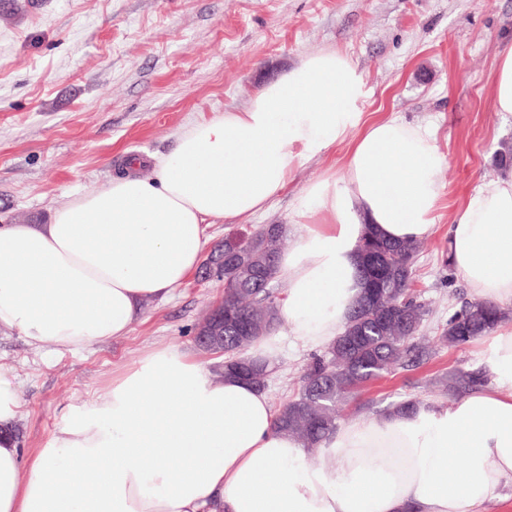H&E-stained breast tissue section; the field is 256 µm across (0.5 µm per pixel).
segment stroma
<instances>
[{"instance_id":"stroma-1","label":"stroma","mask_w":512,"mask_h":512,"mask_svg":"<svg viewBox=\"0 0 512 512\" xmlns=\"http://www.w3.org/2000/svg\"><path fill=\"white\" fill-rule=\"evenodd\" d=\"M512 43V0H33L0 19V225L46 224L73 195L107 188L126 158L167 153L179 129L239 109L306 54L334 49L363 82L367 118L398 114L431 124L446 158L436 232L419 255L415 294L428 307L421 333L439 335L477 296L447 265L448 226L481 184L501 171L495 153L512 142V112L495 107L498 57ZM347 143L309 159L288 191L244 226L283 224L297 241L300 191L343 171ZM224 296L220 280L190 275L164 299L144 301L127 336L79 352L35 348L0 329V368L19 401L24 460L62 428L70 411L106 392L147 353L187 350L213 373L224 358L198 349L194 326ZM265 389L273 407L295 398L315 353L287 337ZM490 341L430 347L417 366L383 374L343 411L364 422L392 403L449 397L435 375L484 370Z\"/></svg>"}]
</instances>
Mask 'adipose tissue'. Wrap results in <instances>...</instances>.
Here are the masks:
<instances>
[{
    "instance_id": "adipose-tissue-1",
    "label": "adipose tissue",
    "mask_w": 512,
    "mask_h": 512,
    "mask_svg": "<svg viewBox=\"0 0 512 512\" xmlns=\"http://www.w3.org/2000/svg\"><path fill=\"white\" fill-rule=\"evenodd\" d=\"M362 80L334 50L305 56L241 109L184 125L173 149L72 196L50 223L0 228V327L78 351L126 335L146 299L195 270L209 224L269 210L293 171L349 139L341 175L311 181L305 225L278 260L292 336L327 347L359 289L366 230L435 232L445 163L430 129L363 120ZM448 262L491 304L512 302V172L479 187L448 227ZM493 381L445 406L351 420L315 451L277 426L268 396L172 346L147 354L75 411L28 479L3 425L19 401L0 373V512H485L512 508V331L489 332ZM178 459L170 467L169 459Z\"/></svg>"
}]
</instances>
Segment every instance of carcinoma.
I'll return each instance as SVG.
<instances>
[{
	"instance_id": "1",
	"label": "carcinoma",
	"mask_w": 512,
	"mask_h": 512,
	"mask_svg": "<svg viewBox=\"0 0 512 512\" xmlns=\"http://www.w3.org/2000/svg\"><path fill=\"white\" fill-rule=\"evenodd\" d=\"M287 228L276 225V235L249 237L237 264L224 269V315L227 320L249 325L248 332L224 328V343L209 352L224 353V373L241 376L257 389L266 387L271 363L251 349L279 323V303L265 283L277 280V260L284 250ZM357 277L360 293L340 336L322 357L308 368L295 398L282 405L280 427L307 448H316L338 428L336 407L347 403L362 388L392 367L418 364L426 348L416 342L428 315L413 292L415 263L421 242H391L370 231L363 239ZM380 250H391L400 261L370 278L366 270ZM509 312L485 302L468 303L453 313L443 326L438 342L464 345L501 326ZM486 383L481 371L455 370L434 384L458 398Z\"/></svg>"
}]
</instances>
